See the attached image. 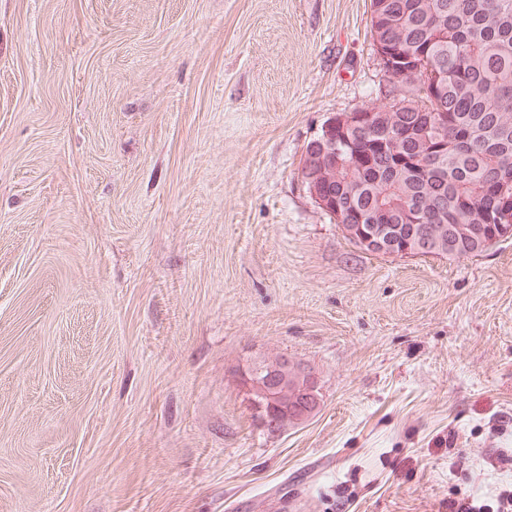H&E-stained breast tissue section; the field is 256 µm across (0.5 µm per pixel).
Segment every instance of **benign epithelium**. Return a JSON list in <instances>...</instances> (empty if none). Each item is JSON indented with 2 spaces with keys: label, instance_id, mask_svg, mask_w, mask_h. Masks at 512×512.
<instances>
[{
  "label": "benign epithelium",
  "instance_id": "obj_1",
  "mask_svg": "<svg viewBox=\"0 0 512 512\" xmlns=\"http://www.w3.org/2000/svg\"><path fill=\"white\" fill-rule=\"evenodd\" d=\"M366 108L360 107L351 112L338 113L324 126L321 140V150L305 154L300 168L301 183L314 203L324 211L330 209L328 200L322 196L321 184L336 179V165L325 163L326 148L335 146L336 128H342L365 117ZM361 241L376 249L382 255L393 256L395 252L388 241L382 240L371 233H362ZM243 383L248 393L258 392L263 401L257 406L259 425L266 429L276 424V420L288 414L289 407L282 400L288 392L304 409L302 418L314 416L322 401V386L319 373L312 367L287 361L275 369H265L255 364L243 377Z\"/></svg>",
  "mask_w": 512,
  "mask_h": 512
}]
</instances>
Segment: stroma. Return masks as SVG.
I'll return each mask as SVG.
<instances>
[{"instance_id":"obj_1","label":"stroma","mask_w":512,"mask_h":512,"mask_svg":"<svg viewBox=\"0 0 512 512\" xmlns=\"http://www.w3.org/2000/svg\"><path fill=\"white\" fill-rule=\"evenodd\" d=\"M370 0H0V512H498L512 239L367 254L298 169ZM275 354L323 404L259 427Z\"/></svg>"}]
</instances>
